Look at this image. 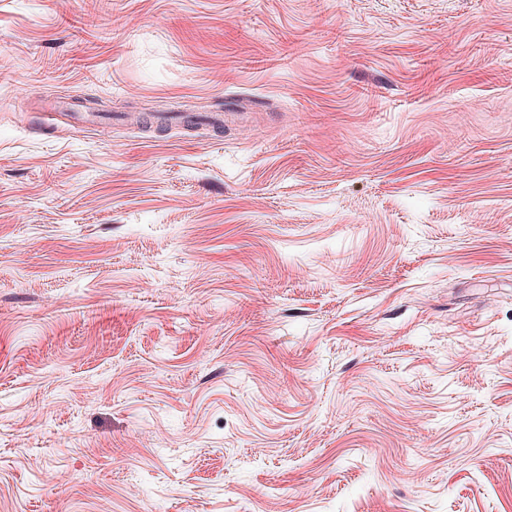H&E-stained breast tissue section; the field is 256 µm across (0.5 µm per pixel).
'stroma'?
Listing matches in <instances>:
<instances>
[{"mask_svg":"<svg viewBox=\"0 0 512 512\" xmlns=\"http://www.w3.org/2000/svg\"><path fill=\"white\" fill-rule=\"evenodd\" d=\"M0 512H512V0H0Z\"/></svg>","mask_w":512,"mask_h":512,"instance_id":"1","label":"stroma"}]
</instances>
